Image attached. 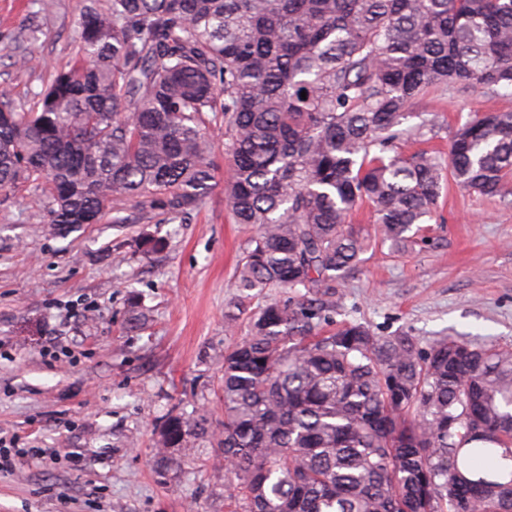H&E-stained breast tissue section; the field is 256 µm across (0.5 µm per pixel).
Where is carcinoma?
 <instances>
[{
    "label": "carcinoma",
    "instance_id": "obj_1",
    "mask_svg": "<svg viewBox=\"0 0 512 512\" xmlns=\"http://www.w3.org/2000/svg\"><path fill=\"white\" fill-rule=\"evenodd\" d=\"M75 30L79 59L28 108L0 94V194L44 184L61 228L109 207L183 223L215 186L207 125L224 128L225 207L254 228L237 287L288 294L224 350L231 512H512L493 472L512 459L511 347L324 329L368 247L357 205L397 246L447 179L495 195L512 175V112L471 115L446 159L393 154L428 90L512 91V0H90ZM210 437L171 418L156 472Z\"/></svg>",
    "mask_w": 512,
    "mask_h": 512
}]
</instances>
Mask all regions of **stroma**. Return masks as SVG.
Instances as JSON below:
<instances>
[{
    "label": "stroma",
    "instance_id": "35a3bbf8",
    "mask_svg": "<svg viewBox=\"0 0 512 512\" xmlns=\"http://www.w3.org/2000/svg\"><path fill=\"white\" fill-rule=\"evenodd\" d=\"M84 0H0V90L28 100L53 68L77 57L74 25ZM29 57L27 67L14 57ZM512 112V94L472 87L432 92L409 110L406 126L426 139L401 138L396 152L447 154L471 114ZM218 183L184 224H87L61 233L45 221L48 199L29 182L0 196V434L42 448L0 473V512H227L224 463L209 443L190 441L177 472L159 479L155 442L169 417L206 416L221 433V364L237 335L224 309L250 316L273 288L252 298L235 286L248 230L225 210L228 169L216 151ZM370 242L336 285L334 321L400 332L420 346L442 336L512 347V179L495 196L448 183L431 220L398 251L381 242L369 204L349 217ZM162 233L161 251L138 241ZM139 298L141 330L127 328ZM59 336L70 356L43 353Z\"/></svg>",
    "mask_w": 512,
    "mask_h": 512
}]
</instances>
